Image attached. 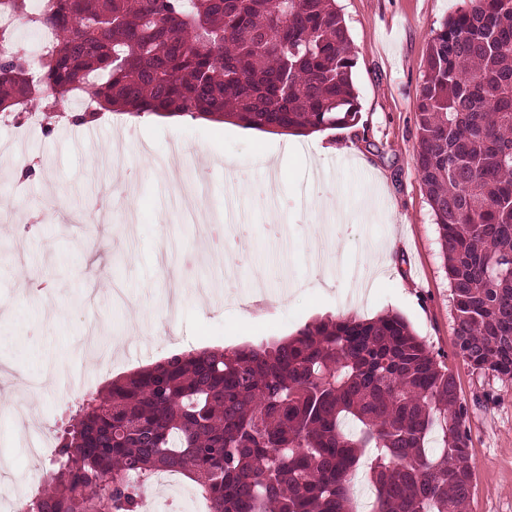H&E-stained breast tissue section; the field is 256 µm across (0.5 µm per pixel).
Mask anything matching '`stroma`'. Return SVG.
<instances>
[{
    "instance_id": "1",
    "label": "stroma",
    "mask_w": 512,
    "mask_h": 512,
    "mask_svg": "<svg viewBox=\"0 0 512 512\" xmlns=\"http://www.w3.org/2000/svg\"><path fill=\"white\" fill-rule=\"evenodd\" d=\"M470 0H339L360 120L319 137L113 114L0 128V512L34 490L78 402L175 353L283 339L321 319L402 316L469 406L470 512H512V378L473 369L453 334L437 226L417 172L416 100L432 30ZM205 180L209 211L251 227V259L202 253L170 185ZM57 204L40 224L24 215ZM190 480L151 485L152 512Z\"/></svg>"
}]
</instances>
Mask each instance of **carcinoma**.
I'll return each instance as SVG.
<instances>
[{
	"instance_id": "1",
	"label": "carcinoma",
	"mask_w": 512,
	"mask_h": 512,
	"mask_svg": "<svg viewBox=\"0 0 512 512\" xmlns=\"http://www.w3.org/2000/svg\"><path fill=\"white\" fill-rule=\"evenodd\" d=\"M55 38L31 57L0 28V112L231 116L271 133L355 125L356 65L336 0H0ZM416 168L435 217L459 353L512 378V0H475L427 46ZM469 408L398 315L320 321L291 339L175 354L84 399L21 512H141L176 472L209 512H467Z\"/></svg>"
}]
</instances>
